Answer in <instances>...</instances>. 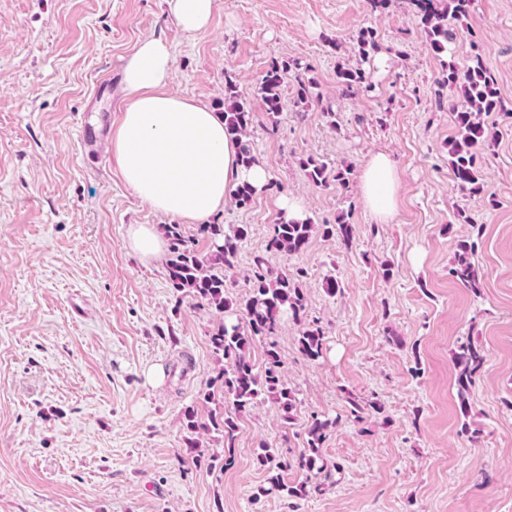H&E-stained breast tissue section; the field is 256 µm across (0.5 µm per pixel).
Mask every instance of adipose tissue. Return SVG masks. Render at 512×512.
<instances>
[{
    "label": "adipose tissue",
    "mask_w": 512,
    "mask_h": 512,
    "mask_svg": "<svg viewBox=\"0 0 512 512\" xmlns=\"http://www.w3.org/2000/svg\"><path fill=\"white\" fill-rule=\"evenodd\" d=\"M177 27L195 34L209 28L214 0H166ZM174 56L163 40L138 45L123 69L127 103L109 140L110 156L126 185L154 211L196 224L222 211L242 183L263 190L264 161L244 167L239 144L223 117L205 104L170 92ZM400 186L395 163L378 152L365 161L359 189L367 209L391 219Z\"/></svg>",
    "instance_id": "1"
}]
</instances>
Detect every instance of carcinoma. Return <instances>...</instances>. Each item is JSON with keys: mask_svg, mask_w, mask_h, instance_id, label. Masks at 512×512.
<instances>
[{"mask_svg": "<svg viewBox=\"0 0 512 512\" xmlns=\"http://www.w3.org/2000/svg\"><path fill=\"white\" fill-rule=\"evenodd\" d=\"M411 3L425 27L431 47L441 53L446 50V44L456 38L454 22L468 15L471 0H448L446 3L443 0H411ZM471 50L470 65L460 69L453 63L446 64L440 83L460 92L458 100L452 104L457 134L448 140L453 179L462 190L479 193L482 183L476 155L488 141L481 116L496 109L499 96L495 81L483 62L479 45L472 43ZM290 69L288 63L274 64L260 83L259 91L273 123L283 109L281 87ZM337 79L345 96L369 88L365 71L361 68H341L337 71ZM221 115L227 134L240 142L241 164L250 167L256 161L252 144L246 140L252 124V112L246 108L241 95L232 85L225 87L224 111ZM304 168L314 185L328 184L325 163L310 157L304 161ZM465 223L470 225V231L457 243L449 274L463 287L476 292L481 287L482 277L474 256L478 239L482 236V226L472 224L468 219ZM199 232L209 242L208 252L204 254L196 250L194 240L184 235L181 225L170 224L166 227L172 254L168 265L169 279L173 287L187 290L211 307L219 310L237 307L242 313L243 322L221 326L210 336L213 350L223 356L215 382L224 393V402H215L207 422L200 423L195 413H188V428L220 432L229 446L237 430V414L249 408L261 395L278 405L286 421L294 420L296 392L282 376L280 356L272 341L282 318L287 315L302 325L298 348L310 361L322 357L325 329L319 321L305 318L306 297L297 282L300 272L294 273L286 268L275 270L263 256L254 258L249 294L242 302L232 304L224 296V269L233 266V259L247 231L239 226L202 224ZM317 232L325 239L336 238L348 247L355 229L343 214L337 216L334 224H314L308 218L303 221L288 219L275 225L268 250L287 257L297 255ZM260 339L267 340L266 360L261 371L251 357L252 346ZM485 363L482 346L471 338L460 343L453 354L459 411L465 417L471 410L470 389ZM348 405L349 418L356 423L363 421L364 415L369 412L380 413L384 410L379 401L356 396L348 398ZM335 425V420L313 418L307 429V448L291 458L281 457L269 446H262L257 463L266 470L269 487L260 488L259 493L285 490L288 496L302 499L320 491L317 478L323 469L319 465L321 448L328 429ZM290 470L306 475L305 481L295 486L285 483L284 474Z\"/></svg>", "mask_w": 512, "mask_h": 512, "instance_id": "carcinoma-1", "label": "carcinoma"}]
</instances>
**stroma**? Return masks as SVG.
Listing matches in <instances>:
<instances>
[{
  "label": "stroma",
  "mask_w": 512,
  "mask_h": 512,
  "mask_svg": "<svg viewBox=\"0 0 512 512\" xmlns=\"http://www.w3.org/2000/svg\"><path fill=\"white\" fill-rule=\"evenodd\" d=\"M368 29L381 50L366 66ZM458 29L450 52H435L409 0H215L197 35L165 0H0V512H512V0H474ZM146 37L174 53L172 91L219 112L230 81L253 114L271 185L210 218L247 231L224 272L228 299L249 293L253 259L265 255L301 270L306 315L326 331L312 362L298 324L282 320L274 341L294 420L259 397L229 445L187 427L188 411L207 419L221 365L209 337L227 312L173 288L169 255L145 264L126 245L128 225L171 222L125 185L107 139L126 104L122 68ZM475 41L501 106L483 117L492 144L479 152L483 190L471 194L448 163L456 94L437 80L448 60L468 64ZM294 60L314 98L296 109L287 79L270 123L261 78ZM341 67L364 68L372 91L343 96ZM84 118L96 131L87 146ZM375 152L401 177L385 222L358 181L318 187L301 164L358 169ZM292 196L315 223L346 214L351 246L316 235L298 255H267ZM473 222L484 227L477 294L448 274ZM468 335L487 361L465 418L452 356ZM352 395L378 398L384 414L349 420ZM315 417L336 422L321 491L260 494V446L299 454Z\"/></svg>",
  "instance_id": "35a3bbf8"
}]
</instances>
